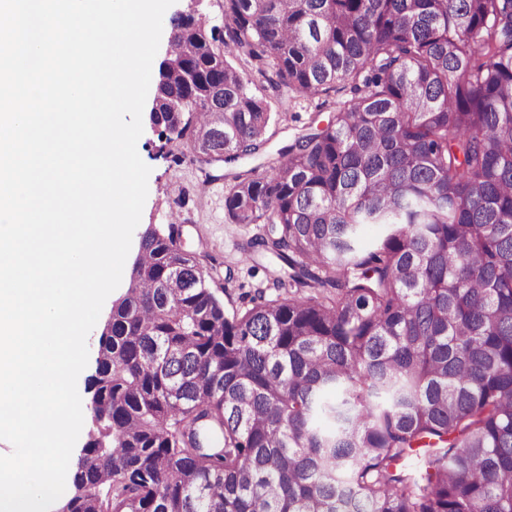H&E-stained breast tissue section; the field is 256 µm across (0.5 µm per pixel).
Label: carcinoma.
<instances>
[{
	"mask_svg": "<svg viewBox=\"0 0 512 512\" xmlns=\"http://www.w3.org/2000/svg\"><path fill=\"white\" fill-rule=\"evenodd\" d=\"M170 23L151 112L205 177L270 140L266 92L330 112L224 200L296 295L228 313L180 226H147L61 512H512V0Z\"/></svg>",
	"mask_w": 512,
	"mask_h": 512,
	"instance_id": "cac0c4a2",
	"label": "carcinoma"
}]
</instances>
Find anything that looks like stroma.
Segmentation results:
<instances>
[{"label": "stroma", "mask_w": 512, "mask_h": 512, "mask_svg": "<svg viewBox=\"0 0 512 512\" xmlns=\"http://www.w3.org/2000/svg\"><path fill=\"white\" fill-rule=\"evenodd\" d=\"M314 116L323 122L328 119L327 114H315L302 99L292 100L279 113L277 133L267 146L268 153H275ZM160 146L158 130L144 125L138 153L151 173L141 225L165 229L168 211L180 207L184 215L182 241L200 256L208 281L223 286L221 298L225 308L241 307L259 291L275 297L277 290L263 269L265 260L253 253V244L262 235L263 225L232 223L224 208L231 180L205 181L198 164L187 160L172 163Z\"/></svg>", "instance_id": "1"}]
</instances>
